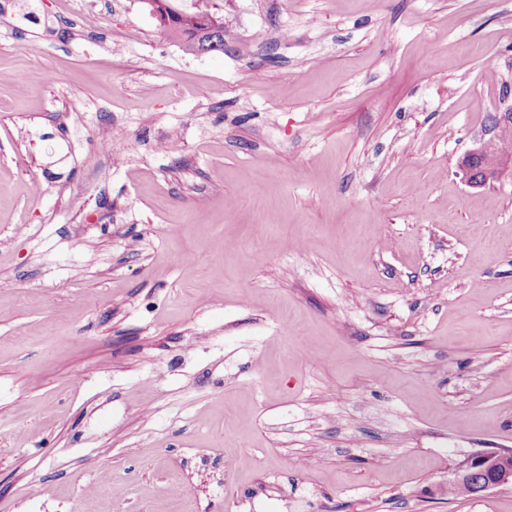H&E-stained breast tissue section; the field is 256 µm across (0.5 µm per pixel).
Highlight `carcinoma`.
<instances>
[{
	"label": "carcinoma",
	"instance_id": "1",
	"mask_svg": "<svg viewBox=\"0 0 512 512\" xmlns=\"http://www.w3.org/2000/svg\"><path fill=\"white\" fill-rule=\"evenodd\" d=\"M159 13L166 35L188 54L224 52V21L220 15L183 7L182 0H146Z\"/></svg>",
	"mask_w": 512,
	"mask_h": 512
}]
</instances>
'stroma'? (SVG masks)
<instances>
[{"label": "stroma", "instance_id": "35a3bbf8", "mask_svg": "<svg viewBox=\"0 0 512 512\" xmlns=\"http://www.w3.org/2000/svg\"><path fill=\"white\" fill-rule=\"evenodd\" d=\"M0 0V512H512V0ZM144 2L151 11L156 9L163 31L177 42L185 53L223 52L224 21L220 15L207 10L187 9L183 7L181 0ZM486 141H483L471 150L464 158L461 163V171L465 178L466 183L472 188H483L488 185L493 180L492 173H495V177L498 175L500 170H504L505 168L510 167L512 169V155L510 156H501L494 161H489L488 159L482 160L481 168L484 169L486 174V179L483 181L481 177L475 175L474 163L481 156L483 147ZM475 472L486 475V480L478 492L477 489L481 481L484 480V476L480 473L459 485L451 494L457 493L472 497L476 493L482 495L492 488L512 486V454L506 451L478 453L459 467L454 479L448 483V488L456 481Z\"/></svg>", "mask_w": 512, "mask_h": 512}]
</instances>
